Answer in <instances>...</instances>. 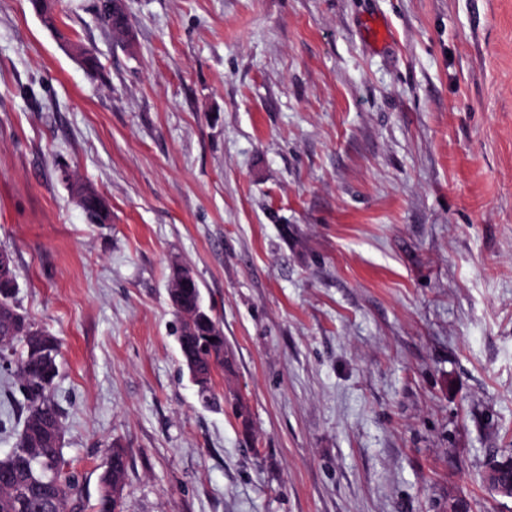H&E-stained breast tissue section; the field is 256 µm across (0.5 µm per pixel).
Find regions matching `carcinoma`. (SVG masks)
Segmentation results:
<instances>
[{"mask_svg":"<svg viewBox=\"0 0 512 512\" xmlns=\"http://www.w3.org/2000/svg\"><path fill=\"white\" fill-rule=\"evenodd\" d=\"M100 18L116 34H125L126 16L119 0H101ZM78 50L79 64L91 74L98 72L93 52L82 46ZM68 188L91 223H107L109 211L100 208L98 193L79 182ZM170 285L174 286L169 299L179 324L181 362L211 380L214 371L224 367V333L211 312L192 316L201 296L198 281L181 285L172 276ZM18 288L15 279L0 283V363L15 367L25 412L15 447L0 457V477L9 482L0 486V512H83L75 478L65 470L63 448L56 445V436L63 430L52 400L59 373V341L30 323L17 304ZM107 452L96 512H124L122 494L112 495L105 489L122 487L126 453L115 445Z\"/></svg>","mask_w":512,"mask_h":512,"instance_id":"1","label":"carcinoma"}]
</instances>
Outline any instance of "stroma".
<instances>
[{"label": "stroma", "instance_id": "1", "mask_svg": "<svg viewBox=\"0 0 512 512\" xmlns=\"http://www.w3.org/2000/svg\"><path fill=\"white\" fill-rule=\"evenodd\" d=\"M121 4L124 40L58 0L66 46L0 0V247L85 507L116 443L125 512H512V0ZM176 263L224 332L211 406ZM21 401L0 368V455ZM71 191L72 196L77 204L84 211L87 219L93 224H106L109 220L108 209L102 210L100 205V198H102L93 189L76 182L75 184H67Z\"/></svg>", "mask_w": 512, "mask_h": 512}]
</instances>
